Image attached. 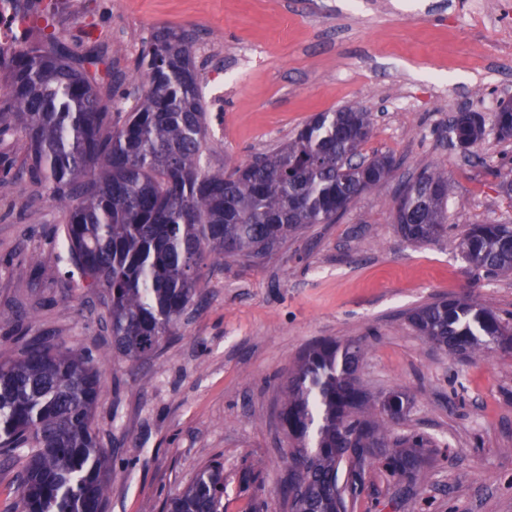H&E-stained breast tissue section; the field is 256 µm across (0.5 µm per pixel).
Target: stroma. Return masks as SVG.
Here are the masks:
<instances>
[{
	"mask_svg": "<svg viewBox=\"0 0 512 512\" xmlns=\"http://www.w3.org/2000/svg\"><path fill=\"white\" fill-rule=\"evenodd\" d=\"M485 2L56 0L53 31L73 44L92 36L106 55L121 46L126 73L157 28L196 34L211 166L249 161L315 113L357 104L373 115L363 154L399 161L336 223L308 225L248 261L205 266L198 306L144 362L113 354L102 300L58 244L66 211L29 180L0 189V360L15 355L20 330L107 352L93 420L112 460L107 512H164L212 462L224 466V512H283L279 386L320 340L363 342V387L377 398L405 393L395 433L432 442L414 485L366 466L348 512H512V351L452 354L407 321L445 296L512 316V274L470 271L458 247L470 225L512 222L497 177L512 140L490 128L464 153L448 136L449 117L475 109V96L496 103L512 93V0ZM430 165L448 176V233L413 245L395 224L396 194ZM31 253L34 279L15 271Z\"/></svg>",
	"mask_w": 512,
	"mask_h": 512,
	"instance_id": "35a3bbf8",
	"label": "stroma"
}]
</instances>
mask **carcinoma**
<instances>
[{
  "instance_id": "carcinoma-1",
  "label": "carcinoma",
  "mask_w": 512,
  "mask_h": 512,
  "mask_svg": "<svg viewBox=\"0 0 512 512\" xmlns=\"http://www.w3.org/2000/svg\"><path fill=\"white\" fill-rule=\"evenodd\" d=\"M185 30L158 29L127 75L105 63L92 42L75 51L61 37L18 51L0 50V138L21 134L26 159L0 188L27 174L47 200L67 210L59 242L89 288L107 296L112 349L140 361L155 356L201 288L209 254L254 258L308 224H331L359 195L379 189L397 167L360 148L371 131L361 106L313 115L286 143L231 169L203 165L208 112ZM134 101L122 113V104ZM512 138V106L493 115ZM468 151L484 118L460 112L449 123ZM398 231L411 244L448 228V176L435 166L399 193ZM470 267L512 272V225L473 224L460 243ZM407 320L426 340L481 354L512 348V325L476 298L445 297ZM19 355L0 362V455L23 468L15 512H106L110 455L92 431L101 393L98 358L48 336H20ZM363 344L324 341L308 349L281 388L290 447L279 493L284 512H345L348 489L381 462L411 484L431 441L398 437L357 375ZM347 477L340 478L343 463ZM300 496L290 499L297 480ZM167 512H224V466H203L166 503Z\"/></svg>"
}]
</instances>
